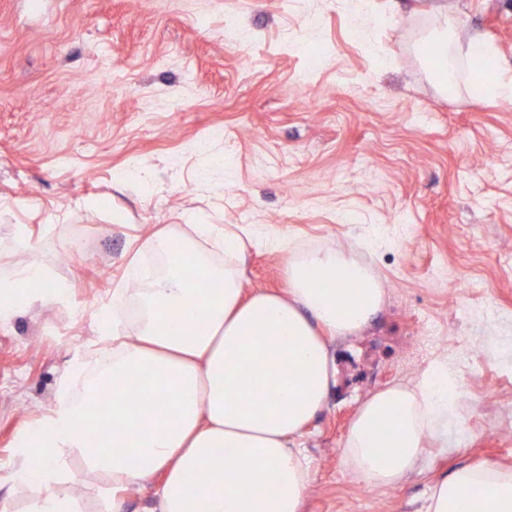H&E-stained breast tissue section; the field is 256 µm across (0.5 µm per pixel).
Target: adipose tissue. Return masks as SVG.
Returning a JSON list of instances; mask_svg holds the SVG:
<instances>
[{
	"mask_svg": "<svg viewBox=\"0 0 512 512\" xmlns=\"http://www.w3.org/2000/svg\"><path fill=\"white\" fill-rule=\"evenodd\" d=\"M469 54L479 66L470 83L475 99L512 95L481 37L472 38ZM146 244L163 267L144 280L139 260L127 266L128 279L141 281L137 333L125 334V291L113 289V323L101 329L112 363L83 384L105 393L99 416H84L82 398L63 391L38 429L21 436L11 479L23 485L40 478L26 512H82L62 489L73 456L103 475L101 512H123L126 492L150 480L152 512H301L310 466L298 439L327 401V339L368 324L383 302L380 281L343 251L317 250L289 261L285 295H248L236 235L200 224L191 234L156 232ZM191 263L198 277L186 275ZM268 375L278 382L271 396L262 385ZM147 384L150 408L133 409ZM459 386L452 372L433 365L416 385L373 393L343 443L353 474L388 487L427 467V442L448 445L437 417ZM465 500L476 512H512V471L457 468L431 486L426 512H460Z\"/></svg>",
	"mask_w": 512,
	"mask_h": 512,
	"instance_id": "1",
	"label": "adipose tissue"
}]
</instances>
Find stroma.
<instances>
[{
  "label": "stroma",
  "instance_id": "obj_1",
  "mask_svg": "<svg viewBox=\"0 0 512 512\" xmlns=\"http://www.w3.org/2000/svg\"><path fill=\"white\" fill-rule=\"evenodd\" d=\"M444 8L451 96L429 69ZM477 34L512 81V0H0V281L36 263L68 291L0 319V505L25 512L19 433L98 358L95 312L129 260L190 224L242 238L246 292L283 293L289 259L327 249L384 289L329 343L302 512H420L460 466L512 468V98L471 99ZM432 364L472 397L447 449L364 488L341 456L352 420Z\"/></svg>",
  "mask_w": 512,
  "mask_h": 512
}]
</instances>
